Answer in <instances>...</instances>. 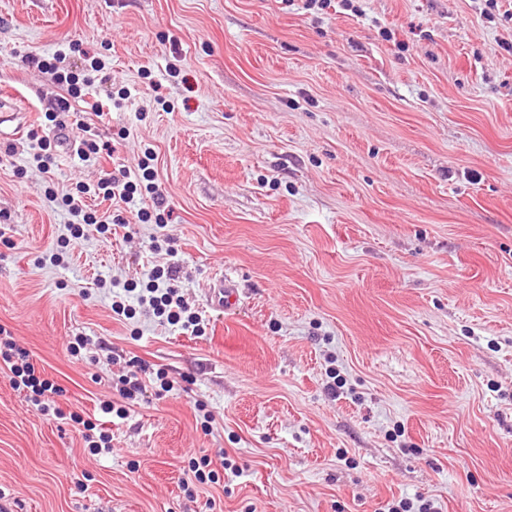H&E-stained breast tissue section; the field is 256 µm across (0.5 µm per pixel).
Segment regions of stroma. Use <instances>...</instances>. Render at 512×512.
<instances>
[{"mask_svg":"<svg viewBox=\"0 0 512 512\" xmlns=\"http://www.w3.org/2000/svg\"><path fill=\"white\" fill-rule=\"evenodd\" d=\"M511 42L512 0H0V93L29 115L0 135V327L65 414L0 370V506L512 512ZM60 49L104 62L107 110L38 66ZM87 138L114 153L82 160ZM148 150L166 226L73 237L51 194ZM173 260L205 335L146 305L115 320L113 281ZM222 276L243 290L227 313ZM133 358L172 390L101 414ZM95 419L110 454L82 438ZM204 455L241 474L186 494ZM241 297L239 288L231 280L219 278L210 288L207 302L210 306L224 308V310H233L239 306Z\"/></svg>","mask_w":512,"mask_h":512,"instance_id":"obj_1","label":"stroma"}]
</instances>
